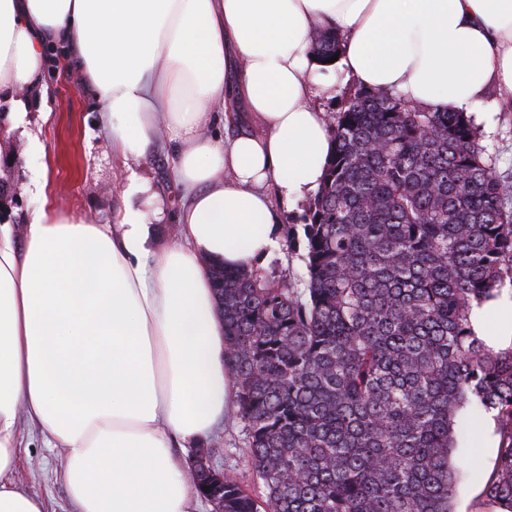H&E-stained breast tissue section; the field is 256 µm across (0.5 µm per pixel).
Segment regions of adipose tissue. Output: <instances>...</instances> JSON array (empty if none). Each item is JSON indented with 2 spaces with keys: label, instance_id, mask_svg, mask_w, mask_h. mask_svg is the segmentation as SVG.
I'll list each match as a JSON object with an SVG mask.
<instances>
[{
  "label": "adipose tissue",
  "instance_id": "obj_1",
  "mask_svg": "<svg viewBox=\"0 0 512 512\" xmlns=\"http://www.w3.org/2000/svg\"><path fill=\"white\" fill-rule=\"evenodd\" d=\"M339 41L358 85L429 109L474 113L489 84L512 95V0H0V94L37 85L44 49H66L139 160L173 143L185 202L160 242L162 208L122 194L114 223L41 211L0 224V512H46L10 478L21 423L64 458L77 512H191L173 443L233 413L224 317L210 267L235 270L278 244L270 197L315 193L333 150L312 100L317 32ZM224 115V136L206 130ZM497 316L488 328L489 316ZM474 334L512 348V297L483 302Z\"/></svg>",
  "mask_w": 512,
  "mask_h": 512
}]
</instances>
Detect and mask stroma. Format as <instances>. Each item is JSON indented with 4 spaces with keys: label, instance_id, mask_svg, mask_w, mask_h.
Returning a JSON list of instances; mask_svg holds the SVG:
<instances>
[{
    "label": "stroma",
    "instance_id": "stroma-1",
    "mask_svg": "<svg viewBox=\"0 0 512 512\" xmlns=\"http://www.w3.org/2000/svg\"><path fill=\"white\" fill-rule=\"evenodd\" d=\"M62 54L58 47L48 50L38 85L13 92L14 97L27 102L30 136L38 138L43 152L37 162H30L29 136L17 131L0 135V224L29 223L32 215L44 208L54 209L64 217L112 223L121 205L126 176L132 170L148 179L162 207L175 213L171 155L158 147L134 167H126L123 158L112 150V128L101 121L102 106L82 74L73 68L59 69L57 62ZM314 78L327 87L326 94L316 98L315 104L326 119H333L357 85L338 70H319ZM499 97L497 88L487 91L476 109L475 123L497 171L512 176V111H501ZM34 178L46 181L45 194L28 190L27 185ZM272 204L279 216L280 243L260 264L301 276V253L288 250L286 240L289 227L299 223L308 203H287L276 198ZM479 432V427L467 426L456 451L464 463L457 512H479L481 479L493 463L492 454L476 448ZM244 439L243 425L234 418L202 440L201 445L212 449L215 468L248 485L252 482V468ZM63 465L61 454L44 448L37 433L21 426L13 479L25 491L41 497L47 512H74L60 478Z\"/></svg>",
    "mask_w": 512,
    "mask_h": 512
}]
</instances>
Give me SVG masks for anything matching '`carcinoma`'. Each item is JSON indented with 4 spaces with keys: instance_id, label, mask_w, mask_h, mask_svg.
<instances>
[{
    "instance_id": "obj_1",
    "label": "carcinoma",
    "mask_w": 512,
    "mask_h": 512,
    "mask_svg": "<svg viewBox=\"0 0 512 512\" xmlns=\"http://www.w3.org/2000/svg\"><path fill=\"white\" fill-rule=\"evenodd\" d=\"M336 38L313 51L334 57ZM302 217L304 276L212 270L256 493L224 512H456L466 420L500 440L484 502L512 512V349L472 332L512 294V183L473 116L359 89Z\"/></svg>"
}]
</instances>
